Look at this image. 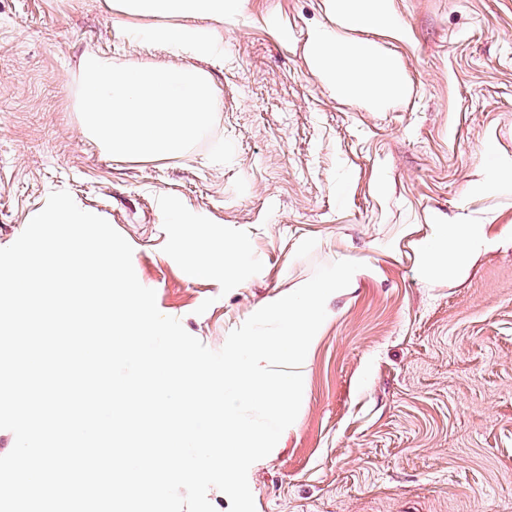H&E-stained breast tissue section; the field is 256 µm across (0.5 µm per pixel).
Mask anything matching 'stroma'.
Instances as JSON below:
<instances>
[{"label": "stroma", "instance_id": "1", "mask_svg": "<svg viewBox=\"0 0 512 512\" xmlns=\"http://www.w3.org/2000/svg\"><path fill=\"white\" fill-rule=\"evenodd\" d=\"M410 96L370 112L334 92L302 47L332 26L324 0H244L205 23L223 63L210 135L177 157L105 153L86 136L77 73L170 55L129 40L106 0H0V248L55 191L132 246L139 282L210 349L316 268L362 263L326 303L299 414L255 462L256 512H512V191L484 182L512 157V0H394ZM173 205L249 266L187 278ZM439 224L501 237L455 277L424 278L416 244Z\"/></svg>", "mask_w": 512, "mask_h": 512}]
</instances>
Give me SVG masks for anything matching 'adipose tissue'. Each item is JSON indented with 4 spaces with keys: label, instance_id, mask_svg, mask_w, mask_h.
Listing matches in <instances>:
<instances>
[{
    "label": "adipose tissue",
    "instance_id": "ef3b65f1",
    "mask_svg": "<svg viewBox=\"0 0 512 512\" xmlns=\"http://www.w3.org/2000/svg\"><path fill=\"white\" fill-rule=\"evenodd\" d=\"M113 5L131 17L166 19L162 25L127 28L128 37L183 58L220 61L224 50L207 32L181 23L171 26L167 20L204 17L231 21L240 13L243 0H113ZM325 6L336 26L318 28L306 41L304 54L312 71L338 99L357 102L370 111L382 112L404 100L410 88L399 57L382 51L377 43L341 36L345 30L367 29L399 43L409 42L410 30L396 15L393 0H325ZM166 213L171 223L181 227L186 275L211 274L225 252L223 238L208 230L204 218L183 216L172 207ZM492 245L483 225H438L434 235L419 245L422 273L427 277L455 274L475 252Z\"/></svg>",
    "mask_w": 512,
    "mask_h": 512
}]
</instances>
